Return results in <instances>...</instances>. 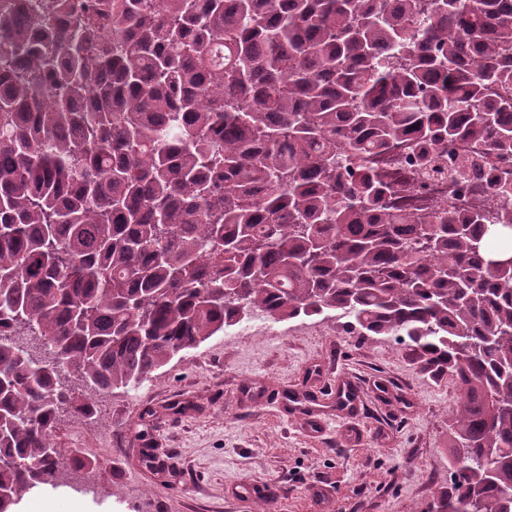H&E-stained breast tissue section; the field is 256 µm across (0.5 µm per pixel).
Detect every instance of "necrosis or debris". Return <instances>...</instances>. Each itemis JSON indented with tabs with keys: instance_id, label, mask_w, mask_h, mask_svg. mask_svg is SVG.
I'll list each match as a JSON object with an SVG mask.
<instances>
[{
	"instance_id": "necrosis-or-debris-1",
	"label": "necrosis or debris",
	"mask_w": 512,
	"mask_h": 512,
	"mask_svg": "<svg viewBox=\"0 0 512 512\" xmlns=\"http://www.w3.org/2000/svg\"><path fill=\"white\" fill-rule=\"evenodd\" d=\"M374 165L396 189L390 205L410 217H424L448 206L464 211L498 209L501 199L481 190L480 176L491 172L512 181V164L497 165L488 147L471 143L458 144L451 163L440 174L423 173L404 147L375 157Z\"/></svg>"
}]
</instances>
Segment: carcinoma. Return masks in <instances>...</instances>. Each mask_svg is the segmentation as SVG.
I'll return each mask as SVG.
<instances>
[{
	"label": "carcinoma",
	"mask_w": 512,
	"mask_h": 512,
	"mask_svg": "<svg viewBox=\"0 0 512 512\" xmlns=\"http://www.w3.org/2000/svg\"><path fill=\"white\" fill-rule=\"evenodd\" d=\"M509 85L512 0L0 6V512L61 485L62 413L255 311L455 380L434 512H512V207L413 219L368 165L511 158Z\"/></svg>",
	"instance_id": "cac0c4a2"
}]
</instances>
